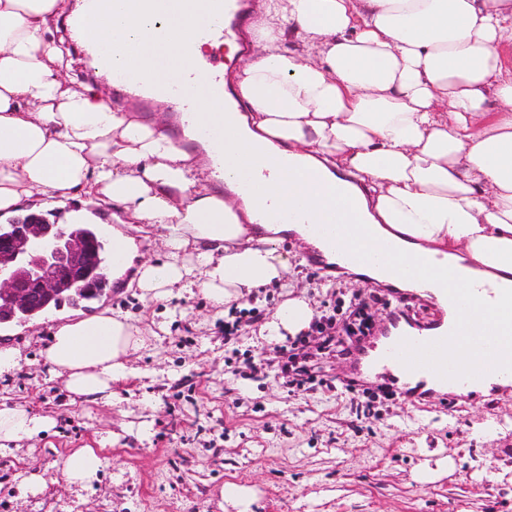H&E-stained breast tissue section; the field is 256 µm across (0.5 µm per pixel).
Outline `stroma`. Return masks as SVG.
<instances>
[{
	"instance_id": "35a3bbf8",
	"label": "stroma",
	"mask_w": 512,
	"mask_h": 512,
	"mask_svg": "<svg viewBox=\"0 0 512 512\" xmlns=\"http://www.w3.org/2000/svg\"><path fill=\"white\" fill-rule=\"evenodd\" d=\"M103 242L132 238L137 254L101 297L63 304L24 323L0 325V346L20 348L19 368L0 377V402L55 420L50 430L0 449V512H512V387H488L448 407L400 398L358 420L350 395L320 389L288 395L269 376L242 379L224 363L221 320L202 294L143 302L130 283L143 260L164 256L159 231L98 215ZM289 261L263 306L288 299L314 311L361 288L319 280L304 243L277 245ZM119 309L144 346L111 403L79 402L52 378L44 351L58 316ZM109 444L87 489L62 476L73 450ZM39 474L43 489L27 479ZM246 489L241 499L230 487Z\"/></svg>"
}]
</instances>
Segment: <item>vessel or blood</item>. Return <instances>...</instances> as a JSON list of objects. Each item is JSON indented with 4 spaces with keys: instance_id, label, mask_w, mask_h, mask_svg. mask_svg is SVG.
<instances>
[{
    "instance_id": "vessel-or-blood-1",
    "label": "vessel or blood",
    "mask_w": 512,
    "mask_h": 512,
    "mask_svg": "<svg viewBox=\"0 0 512 512\" xmlns=\"http://www.w3.org/2000/svg\"><path fill=\"white\" fill-rule=\"evenodd\" d=\"M110 2L83 0V13L76 19L75 29L85 28L92 20L108 23ZM253 8L254 0H203L196 40H221L236 46L238 54L247 53V30ZM199 68L207 75L211 95L224 100L226 105L236 106L230 82L231 63L206 56L200 60ZM112 85L130 95L144 96L149 92L139 73L132 69L113 76ZM350 230L347 224H312L308 227L313 238L325 246L341 250L347 265L362 267L380 262L389 266L394 281L411 279L417 290L425 289L429 260L422 258L409 263L389 243L375 239L360 247L343 246L341 240ZM442 293L454 309L449 323L422 326L414 320L393 319L374 353L368 354L360 364V372L368 375L390 367L400 373L407 390L441 393L452 400L468 398L474 390L493 380L512 385V363L501 361L503 350L512 346V341L496 334L489 320L495 311L512 317V289L446 287ZM457 345L475 350L477 360L466 365L451 360L448 353Z\"/></svg>"
}]
</instances>
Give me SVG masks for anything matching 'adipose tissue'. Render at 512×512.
Masks as SVG:
<instances>
[{
    "label": "adipose tissue",
    "instance_id": "adipose-tissue-1",
    "mask_svg": "<svg viewBox=\"0 0 512 512\" xmlns=\"http://www.w3.org/2000/svg\"><path fill=\"white\" fill-rule=\"evenodd\" d=\"M201 0H154L109 24L90 45H111L113 68L162 86L190 68ZM72 0H0V217L23 203L80 200L71 224L123 211L161 230L165 254L143 261L136 286L159 300L197 287L224 305L281 280L271 248L274 209L309 224L356 225L361 238L432 256L434 282L456 271L512 287V0H261L252 55L234 75L248 112L224 109L205 76L186 85L199 114L224 127V167L182 148L164 120L113 108L95 87L62 73L53 36ZM150 52L130 54L134 45ZM265 191L251 189L263 174ZM304 300L283 303L260 333L309 324ZM143 343L127 315L76 314L45 350L51 377L81 401L110 402ZM54 419L0 404V447L49 430Z\"/></svg>",
    "mask_w": 512,
    "mask_h": 512
}]
</instances>
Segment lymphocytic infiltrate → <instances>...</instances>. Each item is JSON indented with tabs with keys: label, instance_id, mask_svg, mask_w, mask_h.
<instances>
[{
	"label": "lymphocytic infiltrate",
	"instance_id": "f902f5d3",
	"mask_svg": "<svg viewBox=\"0 0 512 512\" xmlns=\"http://www.w3.org/2000/svg\"><path fill=\"white\" fill-rule=\"evenodd\" d=\"M387 302L384 291L375 287L351 294L348 300L333 306L331 313L314 317L307 330L273 347L267 368L290 393L339 388L352 394L360 417L374 415L376 404L392 400L393 392L354 378L347 371L327 375L324 364L326 359L336 357L347 361L361 352L365 341L377 332L374 308Z\"/></svg>",
	"mask_w": 512,
	"mask_h": 512
}]
</instances>
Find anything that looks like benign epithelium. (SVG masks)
<instances>
[{
    "label": "benign epithelium",
    "instance_id": "benign-epithelium-1",
    "mask_svg": "<svg viewBox=\"0 0 512 512\" xmlns=\"http://www.w3.org/2000/svg\"><path fill=\"white\" fill-rule=\"evenodd\" d=\"M105 279L92 238L42 216L0 227V319L17 310H44L73 281Z\"/></svg>",
    "mask_w": 512,
    "mask_h": 512
}]
</instances>
